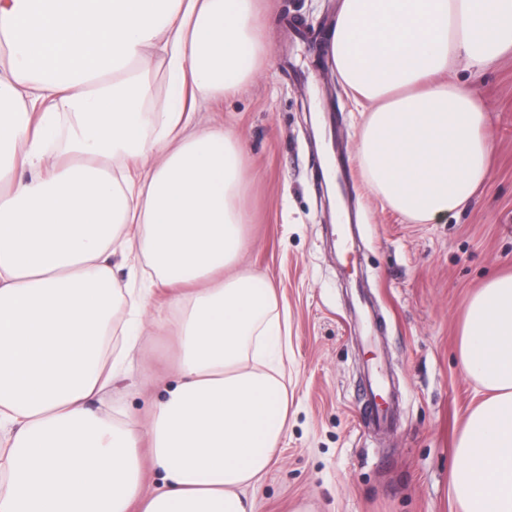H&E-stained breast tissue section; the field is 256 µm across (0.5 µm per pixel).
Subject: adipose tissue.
Listing matches in <instances>:
<instances>
[{
    "instance_id": "adipose-tissue-1",
    "label": "adipose tissue",
    "mask_w": 512,
    "mask_h": 512,
    "mask_svg": "<svg viewBox=\"0 0 512 512\" xmlns=\"http://www.w3.org/2000/svg\"><path fill=\"white\" fill-rule=\"evenodd\" d=\"M0 39V512H253L243 490L288 428V314L240 268L241 140L195 130L182 99L242 90L265 50L255 0H0ZM329 41L370 189L413 221L462 209L488 172L486 109L438 77L512 52V0H341ZM157 292L171 314L153 320ZM149 322L176 337L175 381L144 416L97 408ZM458 351L485 396L456 512H512V274L467 300Z\"/></svg>"
}]
</instances>
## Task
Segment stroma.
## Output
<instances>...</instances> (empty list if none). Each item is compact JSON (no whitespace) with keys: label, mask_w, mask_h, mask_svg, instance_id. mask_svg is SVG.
I'll return each instance as SVG.
<instances>
[{"label":"stroma","mask_w":512,"mask_h":512,"mask_svg":"<svg viewBox=\"0 0 512 512\" xmlns=\"http://www.w3.org/2000/svg\"><path fill=\"white\" fill-rule=\"evenodd\" d=\"M339 5L260 0L271 23L251 79L236 96L192 102L198 127L243 142L252 222L240 265L270 279L288 312V432L260 485L244 493L253 512H455V446L482 398L458 354L462 311L489 277L512 271V53L477 76L462 59L449 68L446 81L472 85L488 109L489 173L465 210L416 224L384 206L355 161L361 114L323 41ZM319 112L351 179L359 239L347 252L321 182ZM359 289L378 313L369 341L352 314ZM376 357L398 396L396 422L381 431L364 414ZM173 380L174 339L153 330L103 403L142 416Z\"/></svg>","instance_id":"stroma-1"}]
</instances>
